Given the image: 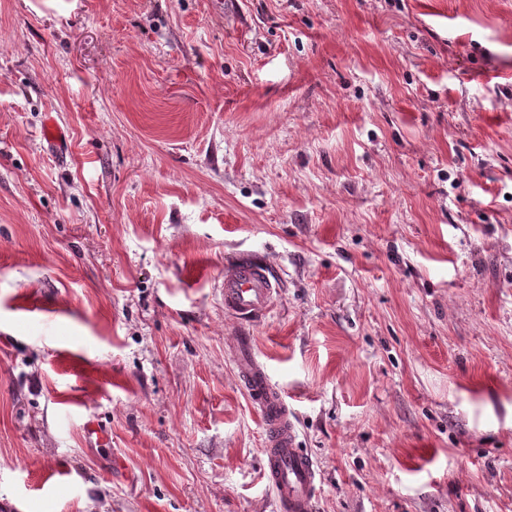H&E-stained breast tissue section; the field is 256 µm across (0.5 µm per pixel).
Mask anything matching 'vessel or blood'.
Masks as SVG:
<instances>
[{"mask_svg":"<svg viewBox=\"0 0 512 512\" xmlns=\"http://www.w3.org/2000/svg\"><path fill=\"white\" fill-rule=\"evenodd\" d=\"M280 288L279 278L261 256L236 257L224 267V310L240 320H260L272 308ZM235 364L240 384L263 423L262 473L275 495L277 512H316L318 464L303 448L285 397L272 384L250 337L237 338Z\"/></svg>","mask_w":512,"mask_h":512,"instance_id":"vessel-or-blood-1","label":"vessel or blood"}]
</instances>
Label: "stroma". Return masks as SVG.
I'll return each instance as SVG.
<instances>
[{
    "label": "stroma",
    "mask_w": 512,
    "mask_h": 512,
    "mask_svg": "<svg viewBox=\"0 0 512 512\" xmlns=\"http://www.w3.org/2000/svg\"><path fill=\"white\" fill-rule=\"evenodd\" d=\"M239 336L317 512H512V0H0V512H276ZM281 282L260 255L235 257L224 265V311L257 321L272 308Z\"/></svg>",
    "instance_id": "obj_1"
}]
</instances>
